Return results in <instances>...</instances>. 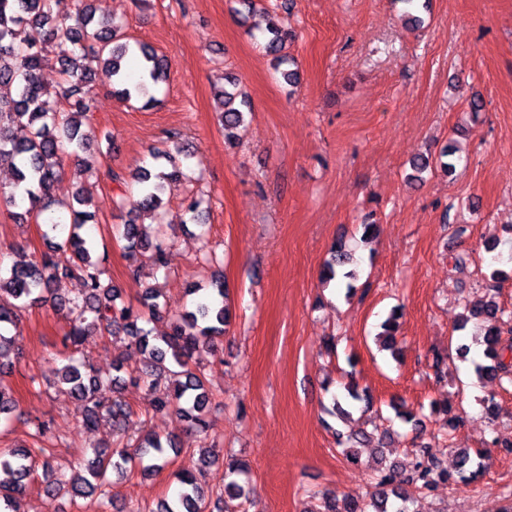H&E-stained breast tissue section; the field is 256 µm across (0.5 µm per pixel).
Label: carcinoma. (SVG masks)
<instances>
[{"label":"carcinoma","instance_id":"1","mask_svg":"<svg viewBox=\"0 0 512 512\" xmlns=\"http://www.w3.org/2000/svg\"><path fill=\"white\" fill-rule=\"evenodd\" d=\"M100 11L101 0H0V86L15 89V95L0 98V160H9L14 169V182L9 190L0 192V202L12 208L10 215L14 218L34 216L42 220V238L48 249L33 259L20 248L10 266H0V371L12 366L10 357L19 335L20 312L50 295L70 321L64 347L77 350L96 335L122 333L148 363L147 371L137 373L117 361L112 375L80 362L55 369L57 384L83 401L80 423L84 428L92 430L106 421L117 431L124 430L132 411L121 397L123 387L146 382L153 391L167 377L172 388L153 398L152 412L175 410L190 429L206 434L210 429V394L200 367H191V362L211 351L214 340L224 336L231 325L232 308L224 276L217 273L204 285L190 284L186 295L191 301L172 314L171 332L154 336L143 323L169 314L167 305L159 302V292L146 289L139 309L118 305L119 294L112 281L105 279L106 256L96 255L95 241L81 233L95 214L83 210L87 201L79 193L65 201L52 193L61 174L64 153L69 150L77 155L90 145L85 126L94 68H108L113 94L119 100L129 102L142 97L146 108L154 102L149 97V84L157 85L168 77L165 60L153 48L132 45L123 24L105 19L98 15ZM269 34L266 52L273 56L275 70L289 87H297L300 74L295 60L284 53L289 32L275 28ZM50 51L56 53L63 76L53 94L38 78ZM216 100L224 140L231 143L245 117L253 111L251 99L240 89L238 79L228 76ZM13 126L29 128L30 136L23 140L11 137ZM195 156L194 149L177 145L172 151L153 153L157 166L152 169L140 167L128 178L112 174V180L119 183V194L112 198L113 208L121 210L129 204L134 211L148 209L160 214L166 186L192 181L189 172ZM203 202L200 195L186 197L185 211L190 222H204ZM120 238L133 260L132 273H138L145 263L155 273L167 267V243L161 239V231L152 238L130 218L122 224ZM355 264L354 254L339 240L331 248L322 279L330 281L340 274L347 279L345 287L350 293L356 271L343 273L341 269ZM63 278L82 283L79 295L67 299L54 295V285ZM397 320L393 313L381 325L389 349L396 344ZM471 321L482 323L485 357L491 360L489 364L474 365L476 376L481 379L512 373V361H505L501 336V326L512 321V313L505 312L494 298L486 297L465 305L457 328L462 329ZM15 408L12 391L0 377V419L8 418ZM332 434L347 459L352 458L351 449L366 440L339 429L332 430ZM135 447L140 449L138 465L146 475L165 469L169 464L167 450L176 449L177 442L173 437L163 439L148 434ZM35 452L27 447L0 450V472L9 475L0 479V507L7 512H19L15 503L31 480ZM208 453L210 456L201 459L194 469L177 474L178 494L159 502L151 512H208L211 504L220 503L221 497H213L210 485V467L219 461L220 451L212 448ZM129 461L130 456L123 449L95 445L84 472L63 473L47 480L45 493L50 498L91 497L102 486L108 471L120 473ZM244 474L246 469L234 462L224 472V498L239 501L241 507L246 490L238 476ZM450 478L442 463L421 448L410 473H405L397 462L375 471L369 499H340L328 493L323 496V509L314 512H388L390 506L393 512H411L415 496L409 489L420 494Z\"/></svg>","mask_w":512,"mask_h":512}]
</instances>
